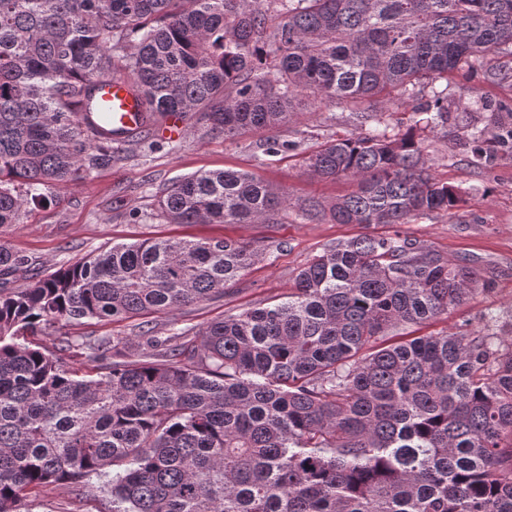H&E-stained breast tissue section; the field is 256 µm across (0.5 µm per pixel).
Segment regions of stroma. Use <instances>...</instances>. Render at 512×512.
Returning <instances> with one entry per match:
<instances>
[{"instance_id":"stroma-1","label":"stroma","mask_w":512,"mask_h":512,"mask_svg":"<svg viewBox=\"0 0 512 512\" xmlns=\"http://www.w3.org/2000/svg\"><path fill=\"white\" fill-rule=\"evenodd\" d=\"M487 66L448 79L447 127L422 131L431 174L458 187L462 203L456 219L437 215L400 227L390 224H331L284 215L278 224H169L153 217L155 195L199 171L233 169L259 176L291 198L332 201L352 189L349 181H325L308 174L304 160L327 141L376 126L389 135L404 133L417 118L418 102L387 98L378 119L352 104L297 97L286 127L277 131L282 146L266 152L263 132L233 137L211 131L199 119L188 122L182 138L164 140L154 129L137 143L112 145V163L48 193L27 206L19 223L0 232L32 270L52 271L110 247L147 238H227L251 245L258 257L223 297L181 307L154 319V333L168 336L186 327L273 303L286 296L297 272L340 240L400 231L451 260L476 266L488 283L473 300L429 324L416 335L482 332L493 327L512 336V149L491 145L479 164L468 158L465 126L493 134L512 122V47L496 50ZM28 512H112V492L99 480L88 487L61 485L28 503Z\"/></svg>"}]
</instances>
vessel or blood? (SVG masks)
Listing matches in <instances>:
<instances>
[{"label":"vessel or blood","instance_id":"1","mask_svg":"<svg viewBox=\"0 0 512 512\" xmlns=\"http://www.w3.org/2000/svg\"><path fill=\"white\" fill-rule=\"evenodd\" d=\"M97 98L110 118L113 140H123L146 127L144 98L132 83L123 80L100 81Z\"/></svg>","mask_w":512,"mask_h":512}]
</instances>
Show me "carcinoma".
I'll return each mask as SVG.
<instances>
[{
    "mask_svg": "<svg viewBox=\"0 0 512 512\" xmlns=\"http://www.w3.org/2000/svg\"><path fill=\"white\" fill-rule=\"evenodd\" d=\"M512 45V0H0V228L44 193L112 164L95 80L123 75L148 121L201 114L213 131H273L306 92L366 105L430 101ZM356 183L325 205L250 173L190 175L157 199L170 224H334L456 217L414 128L336 139L306 159ZM257 251L231 239L114 244L22 288L0 283V512L94 478L112 512H512V341L493 332L372 345L485 287L480 271L396 233L339 241L285 300L181 340L147 317L224 296ZM28 260L0 243V275ZM142 317L144 342L35 337L81 319ZM86 359L87 370L65 357Z\"/></svg>",
    "mask_w": 512,
    "mask_h": 512,
    "instance_id": "cac0c4a2",
    "label": "carcinoma"
}]
</instances>
